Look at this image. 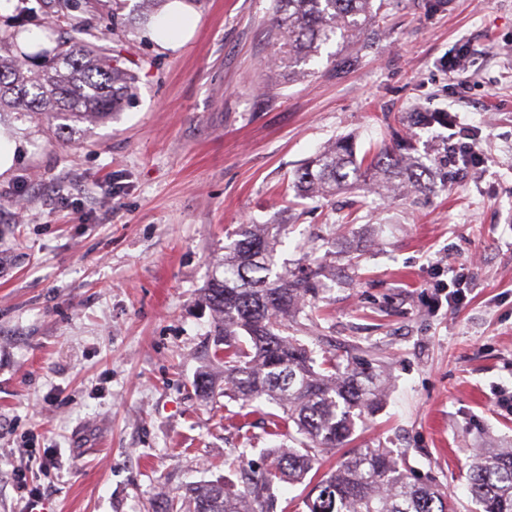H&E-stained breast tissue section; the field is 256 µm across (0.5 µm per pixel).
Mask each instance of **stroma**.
I'll return each instance as SVG.
<instances>
[{
	"mask_svg": "<svg viewBox=\"0 0 512 512\" xmlns=\"http://www.w3.org/2000/svg\"><path fill=\"white\" fill-rule=\"evenodd\" d=\"M89 2L131 103L64 145L0 115L25 143L0 178V512H148L158 486L264 471L271 404L242 417L193 388L213 340L200 297L242 224L284 225L277 262L324 267L289 336L385 382L353 447L391 449L471 512L475 449L512 448V0H383L305 78L272 64V0H189L175 51L143 36L138 0L118 24ZM442 110L480 132L484 165L440 164L449 131L421 118ZM340 138L419 162L428 189L298 196ZM458 267L473 278L452 311Z\"/></svg>",
	"mask_w": 512,
	"mask_h": 512,
	"instance_id": "35a3bbf8",
	"label": "stroma"
}]
</instances>
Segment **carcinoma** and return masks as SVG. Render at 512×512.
Segmentation results:
<instances>
[{
    "mask_svg": "<svg viewBox=\"0 0 512 512\" xmlns=\"http://www.w3.org/2000/svg\"><path fill=\"white\" fill-rule=\"evenodd\" d=\"M164 3L139 0L142 23ZM87 7L86 0H56L52 26L45 27L46 38L57 43L52 51H19L23 30L0 31V113L34 119L62 141L81 123L109 118L132 97L135 75L78 18ZM376 15L374 0H275L276 67L295 73L322 47L364 35ZM35 56L43 60L36 70L27 66ZM424 176L385 147L359 159L353 145L339 139L300 168L296 188L328 195L370 179L395 194ZM280 230L279 224L239 225L238 239L224 247L202 302L215 323L213 360L222 367L224 395L241 402L243 410H257L254 403L262 398L275 404L279 413L270 414L272 432L298 447L268 449L269 466L241 489L222 478L191 487L177 499L161 490L151 512H267L278 484L304 482L323 450L344 447L356 421L379 408L381 379L342 370L331 353L319 363L310 349L287 336L288 320L305 311L311 281L322 268L276 270L271 241ZM193 387L208 399L215 387L211 370H201ZM468 488L475 512H512V448L477 449ZM312 491L316 496L305 500L308 512H455L448 491L411 478L388 448L353 450L317 478Z\"/></svg>",
    "mask_w": 512,
    "mask_h": 512,
    "instance_id": "carcinoma-1",
    "label": "carcinoma"
}]
</instances>
